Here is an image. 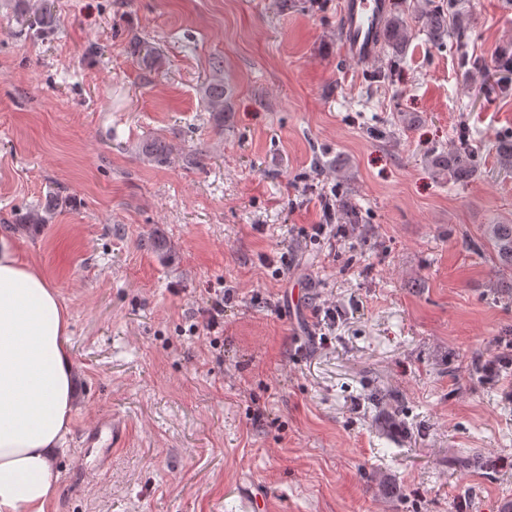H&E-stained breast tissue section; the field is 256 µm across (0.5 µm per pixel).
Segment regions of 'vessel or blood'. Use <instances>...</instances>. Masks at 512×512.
Here are the masks:
<instances>
[{
    "mask_svg": "<svg viewBox=\"0 0 512 512\" xmlns=\"http://www.w3.org/2000/svg\"><path fill=\"white\" fill-rule=\"evenodd\" d=\"M388 0H341L343 51L350 58L365 62L374 59L382 38V21ZM120 431L111 418L98 420L84 436L85 446L97 449L94 467L103 471L112 462V448Z\"/></svg>",
    "mask_w": 512,
    "mask_h": 512,
    "instance_id": "vessel-or-blood-1",
    "label": "vessel or blood"
}]
</instances>
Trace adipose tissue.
Returning <instances> with one entry per match:
<instances>
[{"label":"adipose tissue","mask_w":512,"mask_h":512,"mask_svg":"<svg viewBox=\"0 0 512 512\" xmlns=\"http://www.w3.org/2000/svg\"><path fill=\"white\" fill-rule=\"evenodd\" d=\"M60 294L0 235V512H46L79 408Z\"/></svg>","instance_id":"1"}]
</instances>
